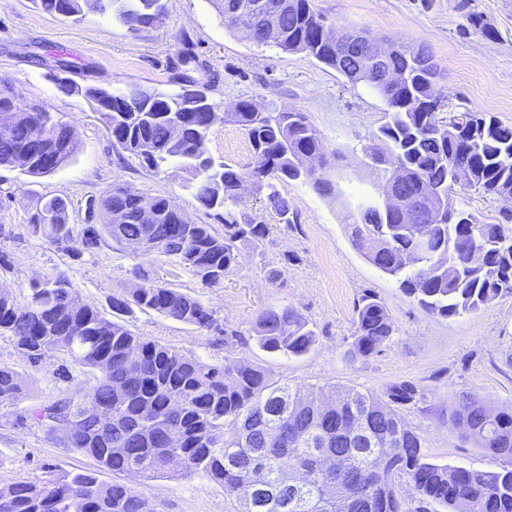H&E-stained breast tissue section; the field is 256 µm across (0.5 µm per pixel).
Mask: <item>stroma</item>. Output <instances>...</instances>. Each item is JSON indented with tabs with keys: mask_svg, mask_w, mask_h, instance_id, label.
<instances>
[{
	"mask_svg": "<svg viewBox=\"0 0 512 512\" xmlns=\"http://www.w3.org/2000/svg\"><path fill=\"white\" fill-rule=\"evenodd\" d=\"M314 5L333 26L427 48L441 69L443 117L489 112L512 125V0H314ZM165 6L160 24L134 31L94 10L75 24L36 8L32 0H0V84L18 103L44 106L54 120L70 125L79 141L74 158L52 174L31 177L17 167L0 168V281L22 304L35 279L62 273L85 303L108 316L110 297L130 288L135 269H143L201 300L218 327L202 331L138 310L127 319L137 334L211 365L230 359L261 366L277 384L303 390L336 386L380 395L391 383L413 381L421 396L401 414L419 434L428 461L502 468V461L491 459L449 421L448 405L455 396L473 394L512 409V294L475 313L443 318L404 294L351 242L346 203L376 191L359 159L363 144L386 120L385 102L364 82H351L314 58L271 43L253 44L243 32L225 27L212 0H165ZM187 53L196 59L190 70L182 64ZM61 74L81 86L106 82L116 91L137 85L173 93L194 80L221 112L210 154L237 167L251 165L254 154L240 127L224 121V112L250 99L306 113L321 134L323 176L334 191L323 195L300 180L280 184L297 216L287 226L265 192L247 187L236 218L268 225L269 233L261 247L241 245L237 264L213 287L178 266L109 245L88 249L76 241L72 252L59 251L31 231L38 199H70V221L81 225L90 201L116 184L145 196H169L192 223L224 230L214 211L194 197L190 173L154 171L115 145L83 94L58 89L55 79ZM453 198L486 224L502 223L503 211L512 207L459 186ZM273 269L280 276L272 282ZM367 293L387 307L395 332L373 354L352 360L347 351L355 308ZM278 305L296 308L314 330L316 344L309 353L288 358L253 340L259 314ZM0 364L29 379L31 404L52 401L92 379L61 354L31 363L5 338ZM16 413L0 406V486L94 468L92 459L52 440L45 427L32 421L15 425ZM138 489L156 512L231 508L223 487L197 474L162 475L142 481Z\"/></svg>",
	"mask_w": 512,
	"mask_h": 512,
	"instance_id": "stroma-1",
	"label": "stroma"
}]
</instances>
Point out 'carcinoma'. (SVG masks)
Returning a JSON list of instances; mask_svg holds the SVG:
<instances>
[{"label":"carcinoma","mask_w":512,"mask_h":512,"mask_svg":"<svg viewBox=\"0 0 512 512\" xmlns=\"http://www.w3.org/2000/svg\"><path fill=\"white\" fill-rule=\"evenodd\" d=\"M40 9L74 22L92 6L140 30L165 15L161 0H32ZM313 0H289L278 18V36L270 41L259 30L249 39L270 42L286 53H303L334 68L344 46L321 36ZM387 67L401 74L400 84L383 96L387 121L372 135L363 153L381 152L400 171V190L412 200L439 189L449 196L459 184L499 199L512 198V126L484 112H462L443 123L436 110L444 97L430 51L410 43L388 46ZM84 95L110 99L103 113L112 139L125 152L155 169L190 172L196 199L224 220V234L209 224L183 221L165 195L144 197L122 187L106 191L88 208V219L101 222L80 228L70 223L69 203L43 198L31 216L32 232L65 249L79 238L88 249L110 240L126 248L140 242L139 255L182 266L204 286L219 284L237 262L239 244L257 246L268 234L265 224H240L234 217L244 204L241 185L266 190L282 223H295L288 199L278 190L286 181L311 180L328 193L331 183L308 178L304 160L323 156L320 133L303 112L274 103L239 101L225 113L249 140L250 167L217 163L208 152L211 112H173L178 94L131 87L114 91L106 84L84 88ZM0 166L40 177L64 166L79 149L73 130L54 123L39 106H22L0 93ZM464 173L460 182L456 171ZM433 216L421 211L415 224H398L377 211H355L351 238L356 249L401 290L433 315L472 314L503 293L512 294V239L503 224H483L457 209ZM429 229L421 249L418 229ZM138 283L109 299L116 319L80 302L64 274L33 283L20 305L0 283V338L9 339L32 362L55 354L68 356L93 374V381L48 403L28 406L15 424L33 420L68 447L94 459L95 469H78L39 482L0 486V512H151L143 494L127 482L105 483L98 471L131 479L179 473L199 474L224 487L230 512H405L394 477L408 475L422 500L447 512H512V469L475 470L426 460L421 438L405 423L400 407L417 401L418 387L401 381L386 386L384 397L350 390L327 396L278 385L256 365L226 361L214 366L174 348L136 335L123 320L134 309L209 330L211 311L196 297L134 270ZM253 339L267 352L302 356L316 343L308 322L292 306L260 314ZM386 306L368 293L356 307L355 333L348 355H371L393 336ZM26 378L0 364V406H15L28 396ZM109 426H98V414ZM448 419L492 459H512V410L495 411L471 396L455 399ZM323 448L336 456V469L322 471L311 453ZM286 466L310 470L309 483L293 490L278 480Z\"/></svg>","instance_id":"cac0c4a2"}]
</instances>
